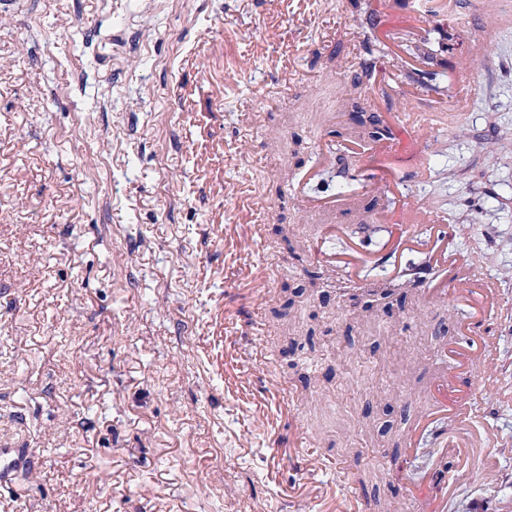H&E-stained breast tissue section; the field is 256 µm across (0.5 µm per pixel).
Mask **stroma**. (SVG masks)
Instances as JSON below:
<instances>
[{"mask_svg": "<svg viewBox=\"0 0 512 512\" xmlns=\"http://www.w3.org/2000/svg\"><path fill=\"white\" fill-rule=\"evenodd\" d=\"M414 36L432 51L406 99L391 46ZM477 50L478 89L434 107ZM405 106L436 122L430 165L386 161L497 289L495 368L469 373L512 391V0H450L423 28L400 5L368 27L350 0H0V448L21 460L0 512H322L349 491L410 512L442 450L426 431L406 450L405 428L461 311L423 302L426 254L357 280L313 258L325 224L345 230L328 252L384 253L369 194L335 215L282 202L340 196L360 165L342 150L297 184L325 134ZM469 414L496 440L459 462L447 512H512V405ZM295 432L325 464L310 498Z\"/></svg>", "mask_w": 512, "mask_h": 512, "instance_id": "obj_1", "label": "stroma"}]
</instances>
